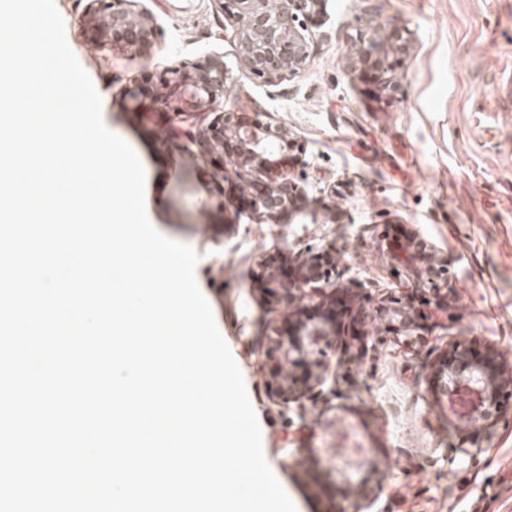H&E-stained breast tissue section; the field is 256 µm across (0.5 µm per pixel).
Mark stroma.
<instances>
[{"label":"stroma","instance_id":"35a3bbf8","mask_svg":"<svg viewBox=\"0 0 512 512\" xmlns=\"http://www.w3.org/2000/svg\"><path fill=\"white\" fill-rule=\"evenodd\" d=\"M68 44L102 98L107 126L141 160L152 225L200 256L196 282L242 372L264 454L296 512H512V410L489 431L463 430L434 387L449 342L494 348L512 367V0H328L310 24L305 68L270 84L239 53L218 0H130L156 31L142 54L92 38L89 0H55ZM407 52L396 56L397 42ZM396 59V89L361 54ZM223 55L224 109L260 115L299 140L301 208L270 220L224 181L223 153L196 144L214 109L136 105L128 91L182 62ZM417 234L447 269L419 295L421 329L397 341L379 318L359 327L368 351L332 363L329 382L289 405L269 385L271 352L308 301L279 302L292 258L336 252L338 283L376 296L411 287L388 242Z\"/></svg>","mask_w":512,"mask_h":512}]
</instances>
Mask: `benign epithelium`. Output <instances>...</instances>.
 Returning a JSON list of instances; mask_svg holds the SVG:
<instances>
[{
  "label": "benign epithelium",
  "mask_w": 512,
  "mask_h": 512,
  "mask_svg": "<svg viewBox=\"0 0 512 512\" xmlns=\"http://www.w3.org/2000/svg\"><path fill=\"white\" fill-rule=\"evenodd\" d=\"M87 23L97 36L113 44L139 52L153 47L155 30L148 19L124 7L129 0H90ZM325 0H225L222 8L237 17V40L250 71L272 83L301 70L310 59V39L306 20L324 10ZM365 62L382 76L385 87L393 86L388 76L392 65L386 59L364 52ZM167 94L164 103L173 102L175 112L199 106H211L224 97L228 70L220 55L191 66L182 63L167 70ZM199 154L206 156L220 148L235 166L251 171L248 204L252 211L269 219L296 208L302 196L289 168L288 153L301 147L281 126L250 119L237 112H220L208 136L197 142ZM389 253L415 267L419 283H431L441 277L443 266L428 245L416 237ZM336 267V253L322 250L301 256L296 261L294 279L280 284V299L292 305L298 300L319 299L321 312L301 320L287 339L278 343L284 362L293 367L316 366L320 371L304 380L293 376L276 380L271 394L284 402L309 398L316 387L325 383L329 366L328 352L349 347L347 339L327 306L338 295L358 298L357 319L377 315L385 321L393 336H408L413 326L410 308L399 299H376L367 291L353 289L331 279ZM438 390L448 400L450 410L465 426L475 429L497 424L501 409L512 397V370H506L497 354L487 349L480 354L456 342L448 343V361L437 367Z\"/></svg>",
  "instance_id": "1"
}]
</instances>
